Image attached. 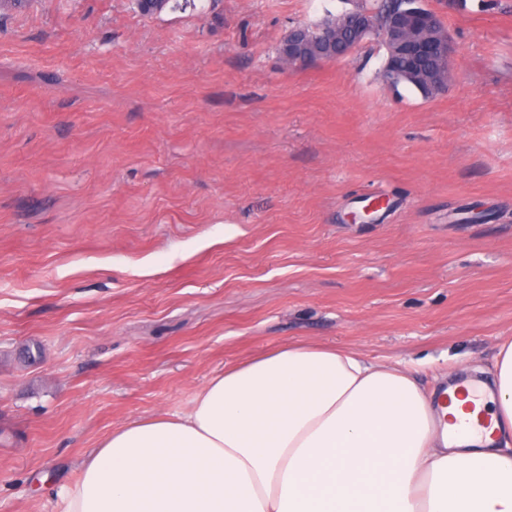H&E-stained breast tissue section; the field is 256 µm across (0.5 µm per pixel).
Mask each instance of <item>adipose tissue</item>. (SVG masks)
Here are the masks:
<instances>
[{"label":"adipose tissue","instance_id":"ef3b65f1","mask_svg":"<svg viewBox=\"0 0 512 512\" xmlns=\"http://www.w3.org/2000/svg\"><path fill=\"white\" fill-rule=\"evenodd\" d=\"M63 512H512V338L425 388L316 341L248 357L112 430Z\"/></svg>","mask_w":512,"mask_h":512}]
</instances>
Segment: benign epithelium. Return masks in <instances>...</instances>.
Listing matches in <instances>:
<instances>
[{"instance_id":"benign-epithelium-1","label":"benign epithelium","mask_w":512,"mask_h":512,"mask_svg":"<svg viewBox=\"0 0 512 512\" xmlns=\"http://www.w3.org/2000/svg\"><path fill=\"white\" fill-rule=\"evenodd\" d=\"M372 16V11L359 9L339 14L336 22L313 31L300 26L291 29L283 40L288 67L300 69L329 59L338 61L370 37L405 60L402 72L382 71L386 83L402 75L425 83L435 95L446 91L452 77L454 47L448 31L438 29L437 17L422 0H411L403 12L385 21L377 22Z\"/></svg>"}]
</instances>
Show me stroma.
<instances>
[{"mask_svg":"<svg viewBox=\"0 0 512 512\" xmlns=\"http://www.w3.org/2000/svg\"><path fill=\"white\" fill-rule=\"evenodd\" d=\"M363 3L0 14V512H62L112 428L291 341L427 387L491 367L512 337V0H426L455 46L439 96L382 82L374 40L283 65L290 29Z\"/></svg>","mask_w":512,"mask_h":512,"instance_id":"stroma-1","label":"stroma"}]
</instances>
